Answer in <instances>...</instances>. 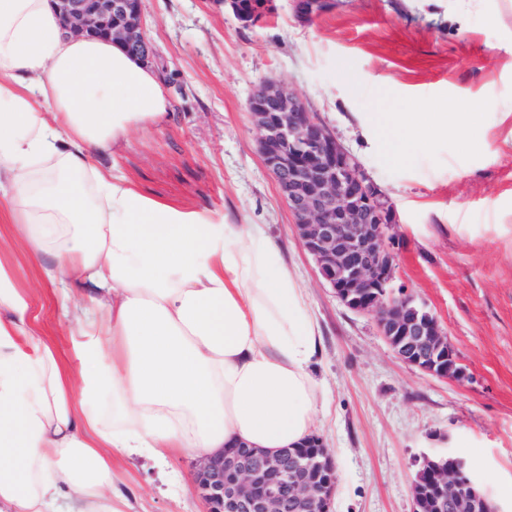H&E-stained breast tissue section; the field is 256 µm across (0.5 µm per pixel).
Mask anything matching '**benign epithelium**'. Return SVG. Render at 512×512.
Instances as JSON below:
<instances>
[{
  "instance_id": "7a95c632",
  "label": "benign epithelium",
  "mask_w": 512,
  "mask_h": 512,
  "mask_svg": "<svg viewBox=\"0 0 512 512\" xmlns=\"http://www.w3.org/2000/svg\"><path fill=\"white\" fill-rule=\"evenodd\" d=\"M246 26L277 10L276 0L244 4L218 0ZM67 33L120 42L148 64L155 50L147 36L142 0H53ZM337 0H292L295 16L308 21L336 8ZM259 153L288 204L297 238L339 300L354 311L376 315L381 335L405 364L441 379L462 381L466 368L448 345L437 317L394 289L396 223L379 188L315 113L291 90L265 81L249 101ZM425 459L426 479L413 483L433 491L440 512H473L486 502L466 460ZM338 481L335 458L322 437L275 454L231 449L204 458L197 489L208 512H331Z\"/></svg>"
}]
</instances>
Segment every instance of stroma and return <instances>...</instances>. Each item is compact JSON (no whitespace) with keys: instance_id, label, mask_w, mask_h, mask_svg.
Masks as SVG:
<instances>
[{"instance_id":"1","label":"stroma","mask_w":512,"mask_h":512,"mask_svg":"<svg viewBox=\"0 0 512 512\" xmlns=\"http://www.w3.org/2000/svg\"><path fill=\"white\" fill-rule=\"evenodd\" d=\"M448 0H340L304 23L281 0L259 26L215 0H143L147 33L169 101L162 124L133 131L118 166L143 195L212 223L261 224L308 290L323 335L315 374L330 401L317 433L338 472L332 512H414L423 457H469L497 512H512V0H473L459 26ZM280 81L316 113L393 205L397 287L424 302L447 331L468 378L457 383L401 362L370 313L347 309L300 245L290 210L264 166L248 102ZM466 102L494 155L432 138L400 164L364 134L369 112H444ZM29 290L38 333L69 358L74 328L55 288L25 253L11 258ZM452 437V446L434 443ZM194 453L163 467L114 462L131 512H207Z\"/></svg>"}]
</instances>
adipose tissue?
Here are the masks:
<instances>
[{"instance_id":"adipose-tissue-1","label":"adipose tissue","mask_w":512,"mask_h":512,"mask_svg":"<svg viewBox=\"0 0 512 512\" xmlns=\"http://www.w3.org/2000/svg\"><path fill=\"white\" fill-rule=\"evenodd\" d=\"M168 107L121 44L63 35L51 0H0V222L77 334L65 364L0 262V512H56L61 498L70 512H128L114 458L274 453L313 435L325 410L321 332L280 245L91 163ZM473 120L465 103L431 124L366 117L393 164L426 134L468 137Z\"/></svg>"}]
</instances>
